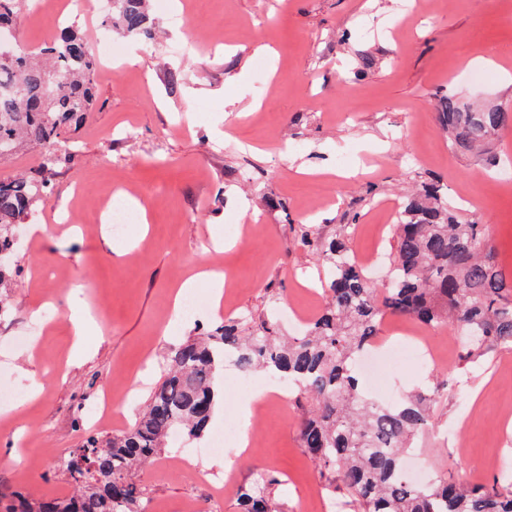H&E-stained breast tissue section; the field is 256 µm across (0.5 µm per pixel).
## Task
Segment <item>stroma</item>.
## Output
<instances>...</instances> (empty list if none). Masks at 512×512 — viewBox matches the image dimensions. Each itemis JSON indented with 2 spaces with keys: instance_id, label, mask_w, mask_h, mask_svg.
Returning <instances> with one entry per match:
<instances>
[{
  "instance_id": "obj_1",
  "label": "stroma",
  "mask_w": 512,
  "mask_h": 512,
  "mask_svg": "<svg viewBox=\"0 0 512 512\" xmlns=\"http://www.w3.org/2000/svg\"><path fill=\"white\" fill-rule=\"evenodd\" d=\"M397 0H180L190 20L174 26L169 0H149L153 40L119 27L113 45L134 62H113L94 76L96 108L77 129L52 178L53 195L38 204L43 237L28 236L16 254L8 284L10 310L0 317V378L14 396L0 400L25 444L9 450L0 439V487L64 496L75 488L56 458L77 448L99 393L131 388L135 401L99 426L102 434L131 424L168 351L194 335L200 314L172 319L180 283L198 270L213 226L242 229L232 248L211 252L210 263L232 275L231 316L272 307L316 316L324 305L321 267L296 243L294 228L314 224L352 227L358 258L383 257L392 239V212L420 180L432 177L476 199L465 220L485 225L499 265L512 274V194L492 190L481 157L452 152L436 123L438 97L468 105L512 104V0H419L422 21L406 18L392 33L360 35L366 19L388 20ZM57 26L24 7L16 34L39 51ZM216 45L215 53L179 55L176 44ZM495 49L498 68L481 86L459 81L467 61ZM135 127L125 136L126 127ZM420 164H409L412 154ZM147 201L148 234L124 257L123 238L100 220L116 186ZM80 197H73L74 187ZM73 282L92 306L97 331L73 356L70 305L54 287ZM280 300L270 302L267 289ZM44 306L48 331L29 311ZM453 362H407L387 370L367 397L391 402L411 391L433 394L428 427L416 451L436 474L489 484L498 471L490 458L512 455V425L499 421L512 405V378L500 376L512 347L492 353L477 368H462L461 349L448 329L428 331ZM38 384L40 395L26 391ZM477 396L468 406L465 396ZM301 410L295 398L267 405L247 434L248 455L235 448L213 456L215 469L233 470L221 512H236V486L267 469L283 479L278 493L288 512L316 500L324 479L300 446ZM177 445L138 473L143 505L185 502L208 506L206 484L175 475Z\"/></svg>"
}]
</instances>
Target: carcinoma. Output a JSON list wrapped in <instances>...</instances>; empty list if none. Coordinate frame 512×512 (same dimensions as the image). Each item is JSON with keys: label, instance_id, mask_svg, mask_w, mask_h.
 Listing matches in <instances>:
<instances>
[{"label": "carcinoma", "instance_id": "cac0c4a2", "mask_svg": "<svg viewBox=\"0 0 512 512\" xmlns=\"http://www.w3.org/2000/svg\"><path fill=\"white\" fill-rule=\"evenodd\" d=\"M20 0H0V31L14 23ZM147 0H112L116 22L145 39ZM70 23L32 55L16 44L0 58V159L20 146H48L36 172L0 178V287L11 269L16 229L51 196V177L68 134L95 108L99 62ZM438 113L451 150L492 162L488 146L512 126V105L471 108L448 96ZM349 225L330 237L298 225L297 244L315 256L327 277L326 303L297 336H284L268 316L226 318L213 331L171 349L167 367L135 421L117 434L90 435L63 455L59 470L78 484L69 496L13 495L0 490V512H142L136 473L165 453L175 432L203 438L224 395V361L245 372L266 370L305 401L300 445L326 477L331 496L350 499L353 512H512V482L475 486L438 476L417 486L403 476L406 455L428 424L432 399L409 393L391 403L365 396L356 363L372 352L388 316L425 329L449 328L478 341L462 342V363L477 366L512 346V278L499 267L484 225L461 219L440 186L423 181L401 205L388 257L387 283L359 263ZM281 481L260 470L235 491L239 512H286L276 495Z\"/></svg>", "mask_w": 512, "mask_h": 512}]
</instances>
